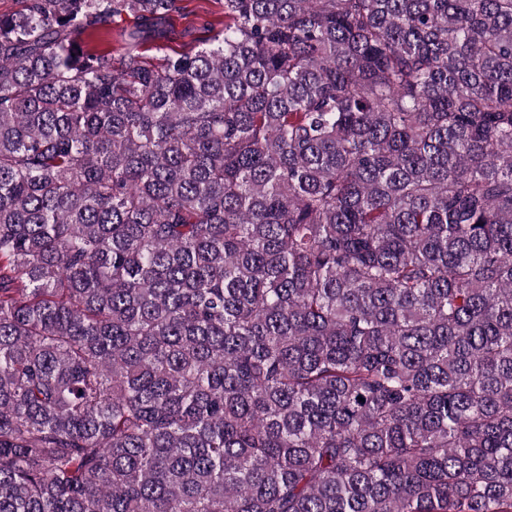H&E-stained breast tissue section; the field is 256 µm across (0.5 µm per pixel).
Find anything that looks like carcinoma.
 I'll return each mask as SVG.
<instances>
[{"mask_svg":"<svg viewBox=\"0 0 512 512\" xmlns=\"http://www.w3.org/2000/svg\"><path fill=\"white\" fill-rule=\"evenodd\" d=\"M178 2L0 14V512H512V0ZM180 10L174 13L170 26L176 31L178 36L168 42L170 46L167 50L156 49L153 42H146L142 45V55L153 63H158L163 58L164 54H173L187 49L193 40L198 38H205L217 33L222 26H216L213 31L203 32L194 30L198 27L202 20L223 21L224 8L223 2L219 0H180L178 2ZM185 30H192V35L183 37L181 33Z\"/></svg>","mask_w":512,"mask_h":512,"instance_id":"1","label":"carcinoma"}]
</instances>
